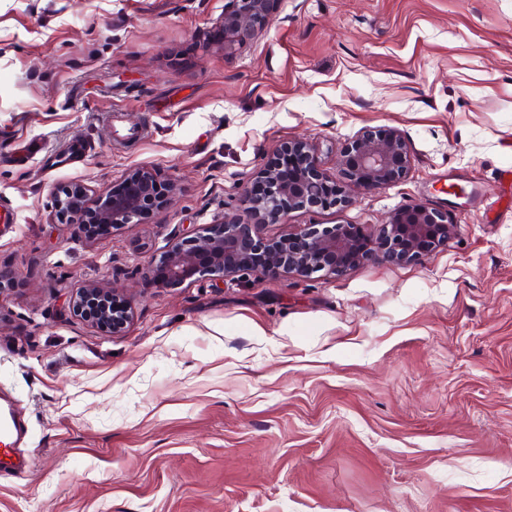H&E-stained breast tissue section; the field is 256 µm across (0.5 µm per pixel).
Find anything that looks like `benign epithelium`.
Segmentation results:
<instances>
[{"mask_svg": "<svg viewBox=\"0 0 512 512\" xmlns=\"http://www.w3.org/2000/svg\"><path fill=\"white\" fill-rule=\"evenodd\" d=\"M224 13V52L231 53L254 36L257 20L268 12L272 0H237ZM276 153L294 161L293 179L283 178L274 164L260 171L262 190L245 191L235 218L202 230L183 229L173 239L156 277L162 288H179L195 277L248 275L260 280L271 268H283L310 277L340 275L369 260L408 262L445 246L456 233L448 212L413 203L396 211L379 233L371 236L357 224H309L280 238L260 235L263 224L285 223L294 210L342 206L347 197L342 186L318 169L313 144L295 140ZM407 146L395 131H366L339 160L341 177L367 191L399 180L408 168ZM118 194H95L82 183L60 187L54 196V221L58 224H138L164 208L179 191L172 178L148 168H135L120 183ZM73 316L105 336L125 331L133 318L132 307L120 288H105L97 281L71 294Z\"/></svg>", "mask_w": 512, "mask_h": 512, "instance_id": "7a95c632", "label": "benign epithelium"}]
</instances>
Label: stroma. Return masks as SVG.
Masks as SVG:
<instances>
[{"instance_id":"stroma-1","label":"stroma","mask_w":512,"mask_h":512,"mask_svg":"<svg viewBox=\"0 0 512 512\" xmlns=\"http://www.w3.org/2000/svg\"><path fill=\"white\" fill-rule=\"evenodd\" d=\"M232 0H0V391L33 466L0 512H512V0H275L228 53ZM140 138L109 140L108 116ZM394 130L406 175L307 224L379 229L448 210L446 246L346 273L257 282L143 274L178 227L238 213L283 143L324 176L365 130ZM84 144L72 168L10 157L31 137ZM177 179L141 223L94 237L53 220L54 191L134 168ZM90 281L134 319H75ZM73 316L102 335H118L133 318L132 307L121 288H105L91 281L71 294L68 306Z\"/></svg>"}]
</instances>
